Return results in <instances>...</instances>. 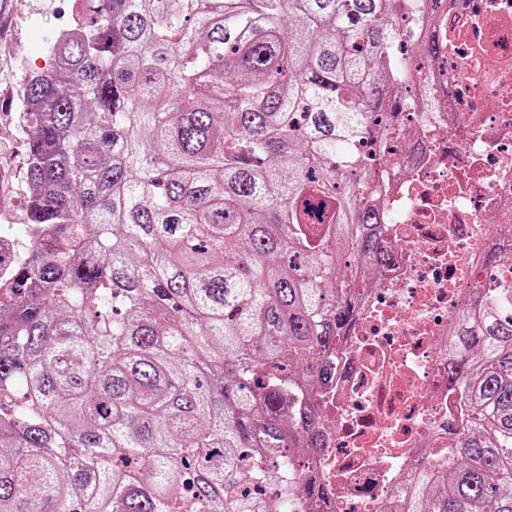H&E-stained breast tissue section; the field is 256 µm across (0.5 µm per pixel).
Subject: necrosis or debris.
<instances>
[{
    "instance_id": "1",
    "label": "necrosis or debris",
    "mask_w": 512,
    "mask_h": 512,
    "mask_svg": "<svg viewBox=\"0 0 512 512\" xmlns=\"http://www.w3.org/2000/svg\"><path fill=\"white\" fill-rule=\"evenodd\" d=\"M440 17L439 53L413 63L392 161L372 175L385 259L314 393L322 445L301 469L325 493L298 512H383L420 458L447 448L448 326L469 286L494 277L492 246L512 249V0H447Z\"/></svg>"
}]
</instances>
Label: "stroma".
<instances>
[{
	"label": "stroma",
	"mask_w": 512,
	"mask_h": 512,
	"mask_svg": "<svg viewBox=\"0 0 512 512\" xmlns=\"http://www.w3.org/2000/svg\"><path fill=\"white\" fill-rule=\"evenodd\" d=\"M78 0H8L0 11V199L6 200L13 223H23L26 210L24 135L11 119L17 109L20 80L47 64L43 46L57 29L79 19ZM25 43L26 50L13 47Z\"/></svg>",
	"instance_id": "35a3bbf8"
}]
</instances>
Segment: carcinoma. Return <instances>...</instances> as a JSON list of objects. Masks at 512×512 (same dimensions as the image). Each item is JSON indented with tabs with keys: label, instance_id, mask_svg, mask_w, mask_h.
<instances>
[{
	"label": "carcinoma",
	"instance_id": "1",
	"mask_svg": "<svg viewBox=\"0 0 512 512\" xmlns=\"http://www.w3.org/2000/svg\"><path fill=\"white\" fill-rule=\"evenodd\" d=\"M24 77L0 295V512H295L304 396L381 256L392 0H83ZM421 25L435 0H405ZM366 136L374 149L358 152ZM459 414L388 512H512V279L448 327Z\"/></svg>",
	"mask_w": 512,
	"mask_h": 512
}]
</instances>
